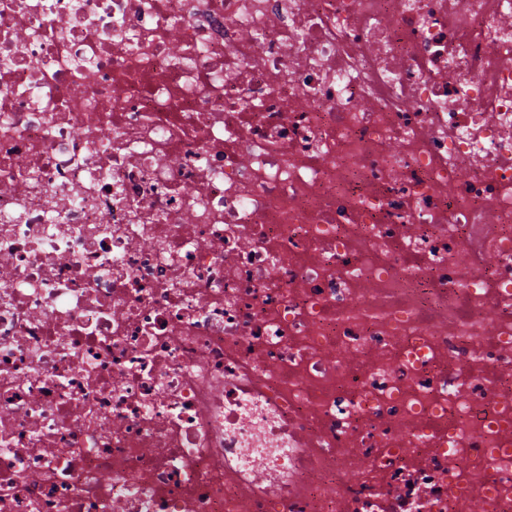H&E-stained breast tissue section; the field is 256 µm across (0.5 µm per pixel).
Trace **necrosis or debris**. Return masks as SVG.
I'll return each instance as SVG.
<instances>
[{
	"instance_id": "1",
	"label": "necrosis or debris",
	"mask_w": 512,
	"mask_h": 512,
	"mask_svg": "<svg viewBox=\"0 0 512 512\" xmlns=\"http://www.w3.org/2000/svg\"><path fill=\"white\" fill-rule=\"evenodd\" d=\"M0 512H512V0H0Z\"/></svg>"
}]
</instances>
